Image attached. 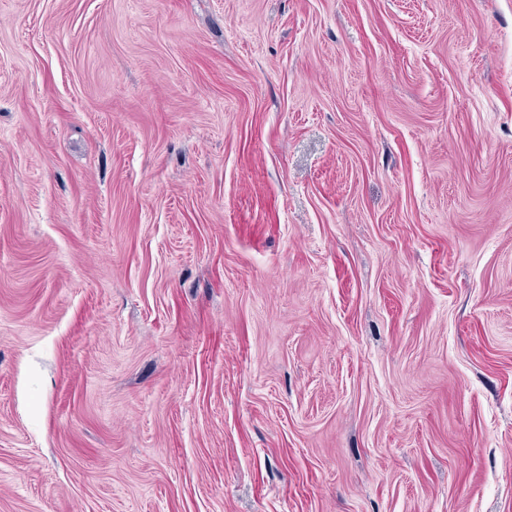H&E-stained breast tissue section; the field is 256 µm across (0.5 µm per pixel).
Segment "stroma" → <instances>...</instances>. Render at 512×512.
Masks as SVG:
<instances>
[{"instance_id": "1", "label": "stroma", "mask_w": 512, "mask_h": 512, "mask_svg": "<svg viewBox=\"0 0 512 512\" xmlns=\"http://www.w3.org/2000/svg\"><path fill=\"white\" fill-rule=\"evenodd\" d=\"M0 512H512V0H0Z\"/></svg>"}]
</instances>
